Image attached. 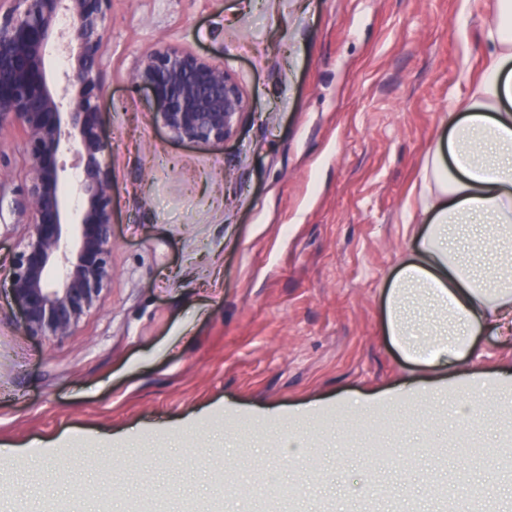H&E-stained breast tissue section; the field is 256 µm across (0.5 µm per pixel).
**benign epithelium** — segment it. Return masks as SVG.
I'll use <instances>...</instances> for the list:
<instances>
[{
  "label": "benign epithelium",
  "mask_w": 512,
  "mask_h": 512,
  "mask_svg": "<svg viewBox=\"0 0 512 512\" xmlns=\"http://www.w3.org/2000/svg\"><path fill=\"white\" fill-rule=\"evenodd\" d=\"M112 0H0V131L18 128L28 157L26 192L14 210L29 230L11 276V294L30 336H67L96 309L112 281V173L99 100ZM63 56V93L53 88L51 56ZM130 80L145 88L155 121L179 141L222 142L247 103L224 63L175 45L140 58ZM79 162L81 205L68 206L61 161Z\"/></svg>",
  "instance_id": "benign-epithelium-1"
}]
</instances>
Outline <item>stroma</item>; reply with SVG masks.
<instances>
[{"instance_id": "stroma-1", "label": "stroma", "mask_w": 512, "mask_h": 512, "mask_svg": "<svg viewBox=\"0 0 512 512\" xmlns=\"http://www.w3.org/2000/svg\"><path fill=\"white\" fill-rule=\"evenodd\" d=\"M491 0H112L102 125L112 281L70 335L21 328L23 134L0 132V512H161L221 503L226 480L299 485L296 512H455L504 486L457 448L448 406L366 413L356 394L430 371L383 333L411 256L425 166L462 69L484 71ZM168 43L222 59L247 110L221 143L172 139L130 80ZM312 406L299 459L281 455Z\"/></svg>"}]
</instances>
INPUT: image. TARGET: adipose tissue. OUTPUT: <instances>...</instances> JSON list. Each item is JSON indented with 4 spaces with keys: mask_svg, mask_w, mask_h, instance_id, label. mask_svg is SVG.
I'll return each mask as SVG.
<instances>
[{
    "mask_svg": "<svg viewBox=\"0 0 512 512\" xmlns=\"http://www.w3.org/2000/svg\"><path fill=\"white\" fill-rule=\"evenodd\" d=\"M482 29L493 51L433 148L423 229L386 294L384 331L407 359L460 371L455 384L413 388L410 403L451 401L458 424L475 435L494 411L511 435L512 414L502 409L512 370L472 367L477 336L512 345V0H495Z\"/></svg>",
    "mask_w": 512,
    "mask_h": 512,
    "instance_id": "ef3b65f1",
    "label": "adipose tissue"
}]
</instances>
